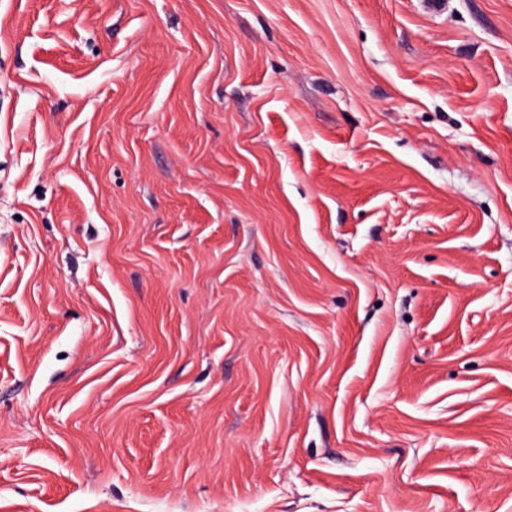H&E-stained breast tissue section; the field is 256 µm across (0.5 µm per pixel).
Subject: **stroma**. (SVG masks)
Masks as SVG:
<instances>
[{
  "mask_svg": "<svg viewBox=\"0 0 512 512\" xmlns=\"http://www.w3.org/2000/svg\"><path fill=\"white\" fill-rule=\"evenodd\" d=\"M0 0V512H512V0Z\"/></svg>",
  "mask_w": 512,
  "mask_h": 512,
  "instance_id": "stroma-1",
  "label": "stroma"
}]
</instances>
